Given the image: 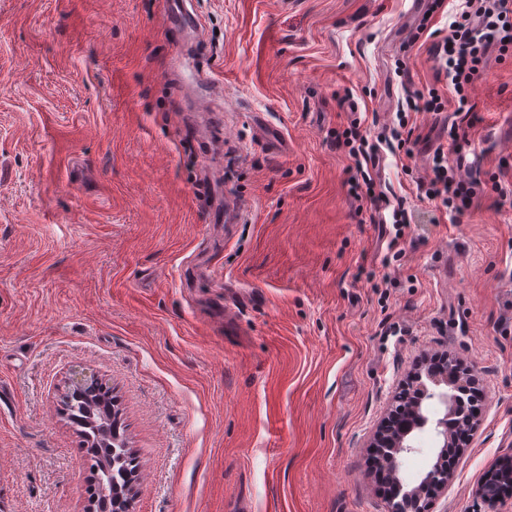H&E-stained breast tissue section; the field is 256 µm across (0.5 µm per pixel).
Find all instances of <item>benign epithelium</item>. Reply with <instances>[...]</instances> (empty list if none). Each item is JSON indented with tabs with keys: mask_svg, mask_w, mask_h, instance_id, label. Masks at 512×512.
<instances>
[{
	"mask_svg": "<svg viewBox=\"0 0 512 512\" xmlns=\"http://www.w3.org/2000/svg\"><path fill=\"white\" fill-rule=\"evenodd\" d=\"M94 383H98V379L92 378V373L79 369L72 371L69 387L81 391ZM441 386L452 390L457 397L444 402L445 413L436 422L441 443L432 472L415 484H406L400 474L405 456L412 451L413 431L426 424L422 404L428 395ZM469 386V375L462 374L450 359L439 369L420 363L411 373L406 394L392 400L388 416L379 423L369 444V447L379 452V465L395 483L389 512H431L430 501L448 490L451 478L447 464L448 422L473 428L482 414L480 407L467 410L461 408L460 396L469 395Z\"/></svg>",
	"mask_w": 512,
	"mask_h": 512,
	"instance_id": "obj_1",
	"label": "benign epithelium"
}]
</instances>
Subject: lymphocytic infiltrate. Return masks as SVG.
Here are the masks:
<instances>
[{
	"label": "lymphocytic infiltrate",
	"instance_id": "lymphocytic-infiltrate-1",
	"mask_svg": "<svg viewBox=\"0 0 512 512\" xmlns=\"http://www.w3.org/2000/svg\"><path fill=\"white\" fill-rule=\"evenodd\" d=\"M512 45V0H464L446 35L434 36L429 54L433 61L434 84L426 92L417 93L407 101L414 112H442L446 101H453L458 118L451 124L448 134L452 141H459L461 124H472L473 114L469 105L468 90L480 76L485 54L491 45ZM361 123L350 120L338 133L334 144L348 154L353 168L362 181L354 185L355 199H370L376 212L391 210L394 234L390 249H398L409 224L404 201L390 202L376 194L368 171L379 158L381 144L396 143L398 148L409 145L413 131L407 118H400L397 126L389 128L377 139H368L360 131ZM432 175L417 181V196L431 203L441 212L462 213L482 197L480 178L465 179L449 167L443 150H436L432 159Z\"/></svg>",
	"mask_w": 512,
	"mask_h": 512
}]
</instances>
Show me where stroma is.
<instances>
[{"mask_svg":"<svg viewBox=\"0 0 512 512\" xmlns=\"http://www.w3.org/2000/svg\"><path fill=\"white\" fill-rule=\"evenodd\" d=\"M161 2L0 0V512H89L60 413L76 367L140 463L130 512H387L368 445L437 352L485 399L433 512H491L478 488L512 460V47L489 49L448 154L485 188L459 222L416 197L454 104L412 115V155L382 152L376 192L413 209L396 259L330 143L353 115L336 99L394 122L458 0H193L199 43L158 27ZM201 71L232 130L206 186Z\"/></svg>","mask_w":512,"mask_h":512,"instance_id":"obj_1","label":"stroma"}]
</instances>
